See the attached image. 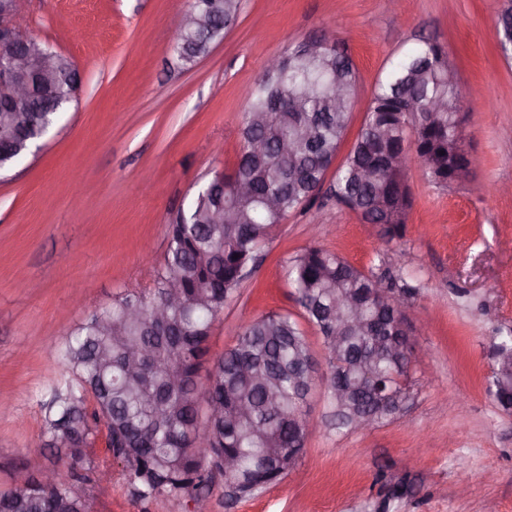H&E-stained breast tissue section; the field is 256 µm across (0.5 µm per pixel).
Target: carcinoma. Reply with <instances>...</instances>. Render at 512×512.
<instances>
[{
	"label": "carcinoma",
	"mask_w": 512,
	"mask_h": 512,
	"mask_svg": "<svg viewBox=\"0 0 512 512\" xmlns=\"http://www.w3.org/2000/svg\"><path fill=\"white\" fill-rule=\"evenodd\" d=\"M210 7L224 26L179 57L186 69L236 23L241 0H210ZM442 48L421 39L390 63L329 188L330 197L363 220L388 225L391 237L402 234L412 206L381 204L396 179H407V170L394 171L386 159L414 151L434 180L463 141L456 130L459 93L448 82L450 63L440 61ZM283 59L279 69L263 68L247 91L241 150L233 178L224 184V223H207L209 202L199 190L183 221L168 225V250L149 287L118 294L57 346V358L73 378L52 388L43 434L48 446L65 450L67 473H55L49 487L35 480L0 487V512H89L88 499L72 483L82 476L72 473L95 455L101 426L106 451L125 452V480L140 500H204L220 477L267 486L286 476L283 461L305 448L304 361L311 346L302 325L289 313H267L245 324L222 356L209 358L208 346L215 320L244 282L240 269L255 266L288 213L316 198L351 122L359 73L347 49L314 56L298 41ZM333 74L347 87L341 98L327 88ZM433 102L442 110L424 109ZM285 140L294 146L289 155L281 152ZM256 141L264 144L259 153ZM34 144L1 147L0 170L26 158ZM239 184L249 193H238ZM287 276L304 320L322 337L333 373L364 387L355 403H339L336 381H325L336 427L352 430L353 417L361 413L372 414L378 424L392 420L408 397L411 366L404 356L379 349L382 337L396 335V321L372 299L371 288L378 283L409 297L419 288L387 270L367 274L315 244L288 259ZM173 281L183 284V298L167 307L171 328L161 334L153 327L154 307L166 302ZM353 300L363 303L359 314L368 323L357 333L350 330ZM108 318L120 326L112 335L102 328ZM492 344L498 357L488 393L505 408L512 402V382L500 368L512 367V329L498 330ZM134 350L146 354L135 373L126 364ZM78 440L81 450L74 447ZM225 456L236 462L230 472L217 467Z\"/></svg>",
	"instance_id": "obj_1"
}]
</instances>
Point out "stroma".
<instances>
[{
	"mask_svg": "<svg viewBox=\"0 0 512 512\" xmlns=\"http://www.w3.org/2000/svg\"><path fill=\"white\" fill-rule=\"evenodd\" d=\"M512 0H242L238 20L187 70L169 20L192 0H24L27 35L80 73L75 98L39 151L0 172V485H20L66 460L47 447L41 404L69 378L55 347L126 288L148 287L163 263L167 226L213 172L231 170L245 92L270 57L335 30L360 83L348 152L389 60L417 39L444 45L457 71L462 179L440 186L410 161L414 198L402 236L318 196L289 213L264 260L225 305L211 357L247 321L300 315L289 257L312 243L367 272L392 268L420 292L404 312L413 340L414 399L400 418L364 432L336 430L324 388L311 395L296 466L254 496L223 483L209 512H379L389 487L410 490L388 512H512V413L487 392L490 343L512 328V56L497 49L499 12ZM91 512H184L136 501L124 464L105 450L84 462Z\"/></svg>",
	"mask_w": 512,
	"mask_h": 512,
	"instance_id": "stroma-1",
	"label": "stroma"
}]
</instances>
